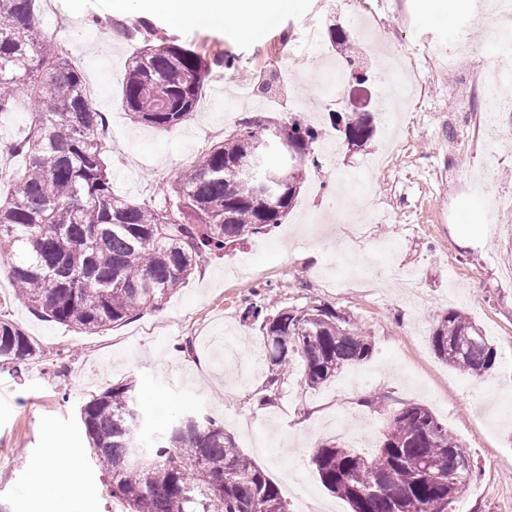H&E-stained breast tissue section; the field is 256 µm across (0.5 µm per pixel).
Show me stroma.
Segmentation results:
<instances>
[{
	"label": "stroma",
	"instance_id": "1",
	"mask_svg": "<svg viewBox=\"0 0 512 512\" xmlns=\"http://www.w3.org/2000/svg\"><path fill=\"white\" fill-rule=\"evenodd\" d=\"M379 21L393 25L403 44L418 23L437 38L472 14L478 0L449 8L446 0H363ZM271 20L256 38L222 24L171 26L150 15L159 36L185 47L235 55L232 70L213 69L191 119L175 130L137 122L125 109L121 88L136 41L128 0H43L39 20L82 70L91 99L116 131L106 140L114 159L112 190L136 203L169 206L166 188L175 176L249 116L273 123L292 114L296 99L324 93L326 74L297 47L299 23L317 14L322 29L350 30L342 0H268ZM364 84L349 85L348 97L380 104L390 80L375 48L361 45ZM426 85L417 123L388 167L366 169L390 135L388 120L375 114V133L359 150L323 158L306 178L282 224L250 237L209 260L160 309H145L130 321L99 334L35 317L15 295L0 255V317L20 325L41 352L22 372L0 365V501L11 512H30L33 478L55 448L79 460L81 473L72 512H124L109 482L91 458L78 410L90 396L136 378L137 400L147 417L145 438L165 432L188 412L207 414L223 425L241 451L278 486L290 512H351L329 492L311 463L317 446L341 440L372 452L383 417L364 406L388 396V408L419 403L430 408L473 454L476 473L461 489L466 512H512V212L499 213L485 233L468 230L480 202L468 190V170L484 153L495 169L489 194L512 196V112L492 115L478 141L454 144L466 122L471 72L447 71L417 59ZM363 172L352 185L370 194L378 222L363 225L357 246L363 272L344 261L336 222L339 177ZM281 308L325 305L363 328L373 343L369 360L347 367L317 389L303 382L294 362L272 406L258 407L265 369L245 370L249 354L230 361L228 349L247 342L262 347L257 326L240 314L250 303ZM466 312L498 351L490 375L474 380L434 354L430 330L448 309Z\"/></svg>",
	"mask_w": 512,
	"mask_h": 512
}]
</instances>
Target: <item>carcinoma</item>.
<instances>
[{"label": "carcinoma", "instance_id": "1", "mask_svg": "<svg viewBox=\"0 0 512 512\" xmlns=\"http://www.w3.org/2000/svg\"><path fill=\"white\" fill-rule=\"evenodd\" d=\"M38 13L39 0H0V113L24 107L30 115L24 138L0 144L1 156L23 159L0 195V254L9 256L15 292L34 314L102 332L156 307L227 247L277 228L303 177L319 168L320 134L292 116L272 127L246 117L173 180L167 209L118 198L99 133L102 112ZM153 33L146 23L131 32L142 46L131 56L122 99L137 121L175 130L195 111L212 66L228 70L234 58L208 60L173 42L154 44ZM370 116L347 112L348 145L372 138ZM268 137L286 142L296 177L262 200L244 167L260 174L277 168L260 151ZM242 318L260 323L263 335L268 375L260 407L273 403L294 360L303 363L304 383L317 387L371 357L369 337L324 305L269 314L250 304ZM429 340L440 360L469 374L483 377L495 367L493 345L459 310L439 315ZM37 354L34 339L0 319L1 362L18 371ZM136 390V380L120 382L79 409L112 497L127 512H289L267 473L208 416L178 420L145 449ZM311 462L352 512H454L474 472L468 449L416 403L394 412L373 455L331 440Z\"/></svg>", "mask_w": 512, "mask_h": 512}]
</instances>
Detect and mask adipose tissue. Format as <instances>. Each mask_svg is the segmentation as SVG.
Masks as SVG:
<instances>
[{
  "label": "adipose tissue",
  "mask_w": 512,
  "mask_h": 512,
  "mask_svg": "<svg viewBox=\"0 0 512 512\" xmlns=\"http://www.w3.org/2000/svg\"><path fill=\"white\" fill-rule=\"evenodd\" d=\"M142 10L163 15L174 26L188 22H220L254 37L267 26L269 15L255 0H140ZM79 465L68 449H56L35 476L42 495L52 499L57 512H67L70 491L78 483Z\"/></svg>",
  "instance_id": "1"
}]
</instances>
